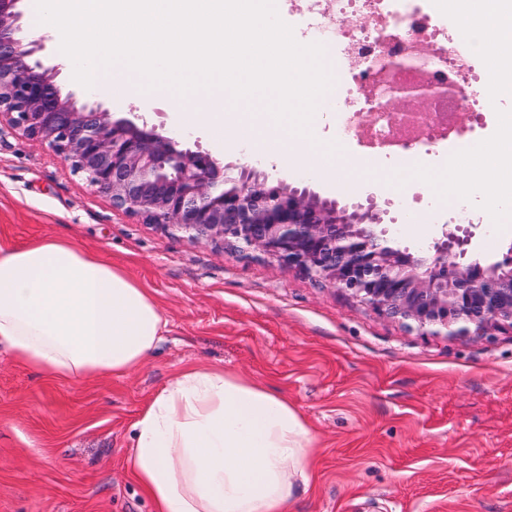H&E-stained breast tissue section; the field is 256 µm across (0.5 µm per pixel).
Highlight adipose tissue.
<instances>
[{
    "instance_id": "1",
    "label": "adipose tissue",
    "mask_w": 512,
    "mask_h": 512,
    "mask_svg": "<svg viewBox=\"0 0 512 512\" xmlns=\"http://www.w3.org/2000/svg\"><path fill=\"white\" fill-rule=\"evenodd\" d=\"M166 331L122 268L48 236L0 246V346L48 378L136 369ZM127 466L156 512H294L312 437L287 398L214 366L173 376L133 424Z\"/></svg>"
}]
</instances>
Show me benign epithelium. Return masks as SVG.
Here are the masks:
<instances>
[{
  "instance_id": "obj_1",
  "label": "benign epithelium",
  "mask_w": 512,
  "mask_h": 512,
  "mask_svg": "<svg viewBox=\"0 0 512 512\" xmlns=\"http://www.w3.org/2000/svg\"><path fill=\"white\" fill-rule=\"evenodd\" d=\"M20 2L0 0V122L47 144L113 209L192 243L258 251L425 335L512 330V246L490 266L466 260L470 222L401 250L387 228L395 218L372 196L341 206L254 167L234 173L197 141L80 104L62 93L58 66L35 57L43 46L18 37ZM431 97L426 84L400 86L375 110L425 112Z\"/></svg>"
}]
</instances>
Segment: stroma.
<instances>
[{"label": "stroma", "mask_w": 512, "mask_h": 512, "mask_svg": "<svg viewBox=\"0 0 512 512\" xmlns=\"http://www.w3.org/2000/svg\"><path fill=\"white\" fill-rule=\"evenodd\" d=\"M114 117L141 113L184 131L224 164L291 186L308 180L340 204L391 202L399 246L440 238L455 208L432 187L382 189L372 172L400 165L358 140L342 146L370 176L321 173L273 156L233 128H176L167 97L96 93ZM469 258L512 248L479 207ZM63 236L125 269L168 322L158 347L123 376L58 383L0 349V512H155L131 477L132 425L183 370L221 366L286 397L313 438L296 512H512V331L428 336L348 293L256 252L218 251L113 210L45 145L0 136V245Z\"/></svg>", "instance_id": "1"}]
</instances>
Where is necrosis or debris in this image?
<instances>
[{
  "label": "necrosis or debris",
  "instance_id": "necrosis-or-debris-1",
  "mask_svg": "<svg viewBox=\"0 0 512 512\" xmlns=\"http://www.w3.org/2000/svg\"><path fill=\"white\" fill-rule=\"evenodd\" d=\"M288 0V14L300 24L305 43L326 48V61L336 75L332 97L323 105L334 121L337 142L356 132L361 115L371 116V135L394 160L421 155L426 150L418 129L430 124L443 142L458 151L480 142V134H461L477 123L482 112L478 86L489 77L477 68L478 56L449 34L431 7V0ZM432 45L421 54L419 45ZM407 58L409 68L393 79L379 75L374 64L378 51ZM431 84L441 94L432 103L431 116L407 113L396 117L373 112L375 98L385 96L389 83Z\"/></svg>",
  "mask_w": 512,
  "mask_h": 512
}]
</instances>
